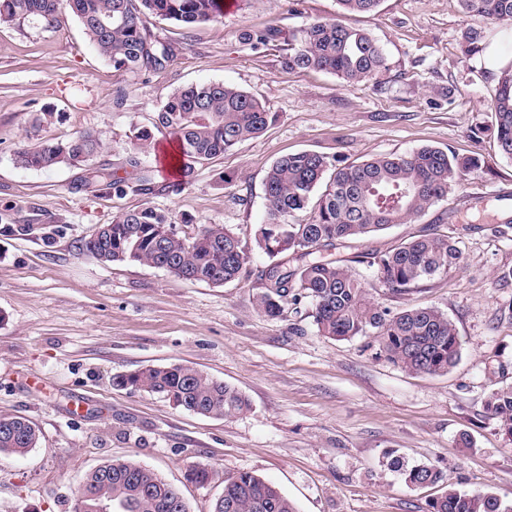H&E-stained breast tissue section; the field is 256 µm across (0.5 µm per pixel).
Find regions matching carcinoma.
<instances>
[{
	"instance_id": "1",
	"label": "carcinoma",
	"mask_w": 512,
	"mask_h": 512,
	"mask_svg": "<svg viewBox=\"0 0 512 512\" xmlns=\"http://www.w3.org/2000/svg\"><path fill=\"white\" fill-rule=\"evenodd\" d=\"M342 13L370 14L381 0H336ZM224 0H0V22L32 18L42 29L55 30L63 15L73 14L98 53L115 69L138 74L160 71L172 61L175 47L153 37L147 20L158 17L189 27L223 16ZM464 13H474L494 25L512 24V0H460ZM284 41L282 65L287 70L329 73L347 86L377 79L389 69L383 47L368 32L337 20H316L297 34L283 37L275 28L244 31L240 41L253 48ZM486 48L483 31L463 33L462 52L480 56ZM491 131L500 153L512 158V66L501 71L490 100ZM275 119L265 103L231 84H192L174 91L159 108L151 128H141L135 140L151 146L155 134L172 137L180 154L194 162L224 155L242 142L259 136ZM101 142L85 132L67 142L21 145L14 163L23 169H51L61 164H88ZM478 162L441 148L422 147L403 154L371 157L359 163L313 151L276 160L264 180L265 219L255 231V243L270 263L261 270L266 291L259 309L270 317L306 299L317 331L334 340L373 334L380 337L387 358L413 373L448 372L461 356L455 324L433 306L395 314L368 297L366 285L338 260L316 256L349 241L363 240L396 224H407L445 202ZM87 184L124 192L125 181L107 167L90 169ZM307 211V220L288 223V217ZM82 249L104 264L139 263L165 270L182 279L212 285L236 281L247 273L250 256L239 239L219 224L202 226L190 239L175 230L172 218L155 208L129 210L116 216ZM295 255L290 267L279 260ZM459 241L445 234H423L372 257L382 287L394 294L407 292L459 265ZM116 385L158 394L177 408L222 418L249 408L234 388L183 364L151 366L121 376ZM487 410L505 435L512 437V386L494 390ZM40 440L38 429L23 417H0V454L22 456ZM388 465L408 485L444 480L437 467L408 466L398 457ZM111 474L103 482L99 470L86 474L75 512H94V496L112 498L121 512H188L185 504L169 507L166 482L150 468L129 460L102 463ZM213 512H296L291 500L274 484L250 472L224 478V501ZM429 512H512L489 491L450 488L430 504Z\"/></svg>"
}]
</instances>
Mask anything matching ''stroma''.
<instances>
[{
  "mask_svg": "<svg viewBox=\"0 0 512 512\" xmlns=\"http://www.w3.org/2000/svg\"><path fill=\"white\" fill-rule=\"evenodd\" d=\"M336 16L383 46L390 68L377 80L346 87L330 74L290 72L279 49L239 40L244 30L291 34ZM469 28L485 29L512 63V29L486 27L458 0H381L374 13L345 15L336 0H229L207 25L153 17L152 35L176 55L138 75L115 70L76 18L53 31L0 24V416L40 431L25 456H0V512H74L85 475L108 459L153 469L191 512H211L225 477L241 471L275 484L297 512H428L449 487L512 505V443L486 411L490 392L512 385V283L499 279L512 270V159L486 131L498 79L463 55ZM208 82L250 92L276 119L223 157L192 163L179 190L165 189L157 150L139 148L133 131L152 125L178 88ZM88 131L102 142L94 165L132 179L138 158L155 171V190L118 195L86 186L81 166L14 163L19 145ZM423 146L478 157L480 167L420 220L340 254L391 312L445 313L462 342L457 364L416 374L390 361L376 336H321L306 301L281 317L260 312L258 272L269 259L254 235L272 163L298 151L350 163ZM142 207L169 212L186 237L207 224L231 229L251 256L249 275L215 286L79 251L97 225ZM423 233L459 238L460 265L403 294L373 287L364 256ZM171 363L235 387L249 409L208 418L113 384ZM390 453L436 466L444 483L407 485L386 467ZM197 465L210 473L206 486L186 479Z\"/></svg>",
  "mask_w": 512,
  "mask_h": 512,
  "instance_id": "stroma-1",
  "label": "stroma"
}]
</instances>
